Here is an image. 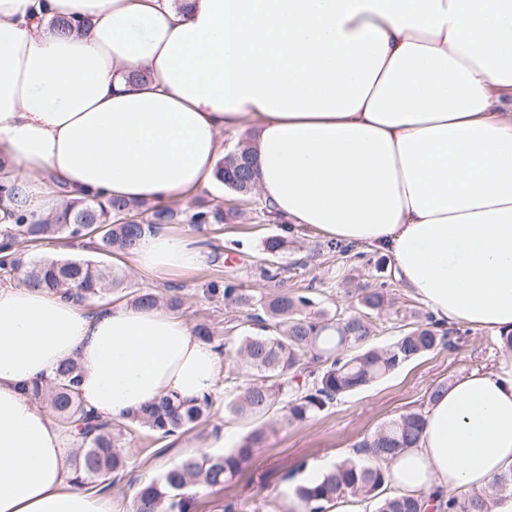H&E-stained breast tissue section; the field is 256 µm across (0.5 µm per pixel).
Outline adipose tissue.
Returning a JSON list of instances; mask_svg holds the SVG:
<instances>
[{"label":"adipose tissue","instance_id":"ef3b65f1","mask_svg":"<svg viewBox=\"0 0 512 512\" xmlns=\"http://www.w3.org/2000/svg\"><path fill=\"white\" fill-rule=\"evenodd\" d=\"M57 15L86 26L59 35ZM228 132L251 133L279 218L389 252L435 320L512 335V0H0V156L30 219L65 197L196 196ZM130 262L189 275L204 254L161 229ZM69 359L111 419L215 394L222 371L178 312L1 288L0 512H113L26 392ZM424 419L397 492L462 500L512 471V352Z\"/></svg>","mask_w":512,"mask_h":512}]
</instances>
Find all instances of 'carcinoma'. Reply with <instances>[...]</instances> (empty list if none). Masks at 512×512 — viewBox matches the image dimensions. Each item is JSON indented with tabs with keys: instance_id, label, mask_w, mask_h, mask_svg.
<instances>
[{
	"instance_id": "carcinoma-1",
	"label": "carcinoma",
	"mask_w": 512,
	"mask_h": 512,
	"mask_svg": "<svg viewBox=\"0 0 512 512\" xmlns=\"http://www.w3.org/2000/svg\"><path fill=\"white\" fill-rule=\"evenodd\" d=\"M216 178L225 188L245 197L244 189H254L255 173L250 149L238 144L216 166ZM15 187L0 180V201L8 223L7 242L0 244V270L9 273L18 267L15 249L52 239L93 236L94 256H67L40 260L28 267L19 284L45 287L85 303L103 298L122 285L98 259L100 255L133 250L144 233L166 224H223L233 215L224 203H198L178 210L158 207L145 201L126 202L94 196L74 199L62 215L39 222L9 207L15 201ZM288 247L281 234H269L262 241L265 259L275 262ZM212 296L249 309V330L235 345L236 363L231 373L244 379L242 390L229 396L224 412L229 416L256 421L272 411H280L279 422L302 423L320 414L336 401L368 386L401 365L439 347L452 345L457 330L428 316L413 323L386 346L372 342L369 313L388 304L383 288L365 290L359 303L362 310L348 315L317 307L308 293L282 292L256 299L231 281L209 284ZM78 365L73 360L61 364L50 383L28 389L36 400L47 403L57 420L71 429L76 483L85 487L105 481L123 470L126 456L117 424L84 409L78 391ZM212 406V397L182 400L164 395L141 412L125 420L131 428H142L159 438L189 429ZM423 426V413L413 412L383 424L354 450V455L323 471L314 479L293 487L302 512H329L336 501L354 497L372 506V512H485V499L498 493L512 494V473L501 475L491 491L469 499L446 502L431 496L393 494L389 488L388 463L401 451L412 447ZM265 435L256 427L237 447L224 453L202 452L188 457L159 479L142 486L132 500L131 512H194V487H222L242 470L254 446Z\"/></svg>"
}]
</instances>
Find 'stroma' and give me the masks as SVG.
Returning a JSON list of instances; mask_svg holds the SVG:
<instances>
[{
	"label": "stroma",
	"instance_id": "1",
	"mask_svg": "<svg viewBox=\"0 0 512 512\" xmlns=\"http://www.w3.org/2000/svg\"><path fill=\"white\" fill-rule=\"evenodd\" d=\"M226 207L236 210L225 224H178L174 230L191 234L205 243L204 264L191 277L151 279L134 268L128 259L117 261L130 290L153 291L181 297V314L189 324L205 320L215 327L227 346H234L247 329L246 309L225 306L223 298L207 294L215 280L233 281L248 293L261 297L274 292H310L319 307L351 312L359 307L362 286L385 284L394 298L393 306L375 315L378 345L391 343L399 335L405 317L416 311L427 315L421 301L403 287L395 262L389 254L363 244L339 255L327 248L328 240L308 225H285L270 217L259 195L245 203L225 194ZM287 235L288 250L280 259L277 279L260 275L263 255L260 242L270 233ZM452 348H440L402 366L395 373L360 389L319 415L300 424H277L256 445L241 474L220 489H203L196 496L197 512H224L229 501L245 499L261 505L262 512H282L283 495L303 476L318 474L336 457L352 454L354 447L378 428L410 412L429 406V394L440 383H449L497 363L505 346L491 333L460 326ZM249 426L211 409L189 431L160 439L147 430L135 431L124 440V472L91 485V492L109 495L116 512H129L139 485L158 479L168 467L187 457L193 445L236 447L247 437Z\"/></svg>",
	"mask_w": 512,
	"mask_h": 512
}]
</instances>
